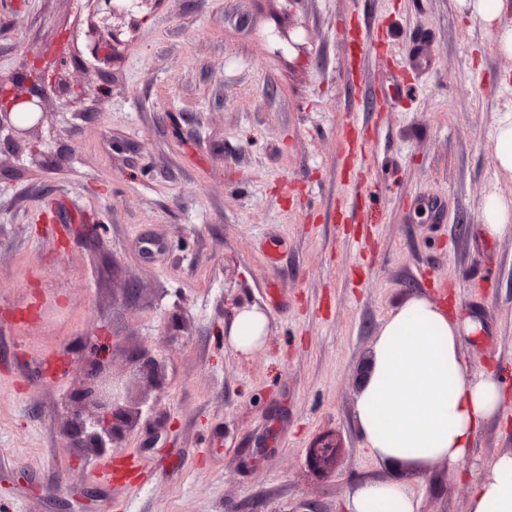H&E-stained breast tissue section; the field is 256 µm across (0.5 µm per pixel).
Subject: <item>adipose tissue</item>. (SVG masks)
<instances>
[{
  "label": "adipose tissue",
  "instance_id": "1",
  "mask_svg": "<svg viewBox=\"0 0 512 512\" xmlns=\"http://www.w3.org/2000/svg\"><path fill=\"white\" fill-rule=\"evenodd\" d=\"M482 327L418 295L387 316L355 402L360 433L377 462L419 472L444 461L456 474L482 426L503 416L512 394L500 374L473 373L463 353L467 337ZM265 329V314L244 308L230 322L227 339L247 352L263 343ZM346 510L420 512V501L401 482L363 479L350 486ZM469 512H512V452L474 478Z\"/></svg>",
  "mask_w": 512,
  "mask_h": 512
}]
</instances>
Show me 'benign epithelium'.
Returning <instances> with one entry per match:
<instances>
[{
  "label": "benign epithelium",
  "mask_w": 512,
  "mask_h": 512,
  "mask_svg": "<svg viewBox=\"0 0 512 512\" xmlns=\"http://www.w3.org/2000/svg\"><path fill=\"white\" fill-rule=\"evenodd\" d=\"M96 3V16L88 30L90 53H99L120 42L126 19L139 13L150 14L157 0H90ZM288 49L300 50L297 36L282 27L272 32ZM71 57L33 58L20 74L1 75L0 81V151L25 148L35 164L42 168L54 165L55 158L43 135L47 104L56 96L74 100V85L68 77ZM106 345H99L89 356L84 373L78 380V401L68 419L67 437L71 447L86 454L102 456L122 442L139 425L142 407L157 400L166 384L163 365L145 350L130 355L132 375H116L110 369ZM337 448L325 441L313 449V457L322 465L336 462Z\"/></svg>",
  "instance_id": "obj_1"
}]
</instances>
